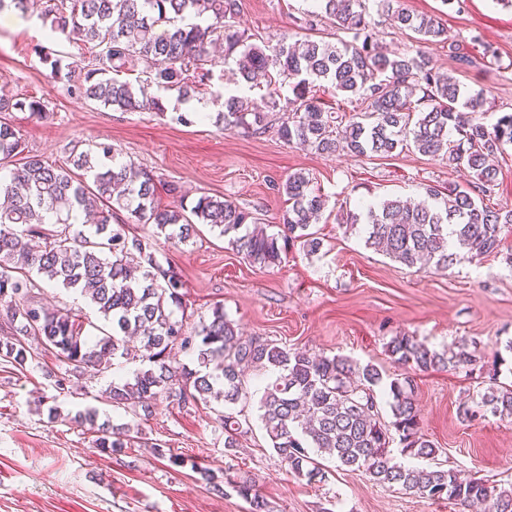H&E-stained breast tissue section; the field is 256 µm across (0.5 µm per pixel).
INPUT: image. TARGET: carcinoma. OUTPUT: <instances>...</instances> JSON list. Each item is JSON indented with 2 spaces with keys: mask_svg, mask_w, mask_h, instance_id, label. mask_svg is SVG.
Wrapping results in <instances>:
<instances>
[{
  "mask_svg": "<svg viewBox=\"0 0 512 512\" xmlns=\"http://www.w3.org/2000/svg\"><path fill=\"white\" fill-rule=\"evenodd\" d=\"M44 20L53 33L81 44L78 59L63 63L45 59L55 78L69 83L71 94L122 112H165L162 97H146L120 75L141 72L144 82L160 92L177 91L188 102L203 94L211 80V48L224 46V64L235 61L232 74L247 84L260 78L271 87L266 97L252 99L214 94L216 119L223 128L277 136L300 149L320 154L338 149L361 158L388 157L397 149L413 148L439 156L448 166L470 173L464 184L448 193L427 187L431 204L397 197L374 206L346 211L341 223L361 228L365 246L412 267L426 262L442 271L463 249L481 260L499 252L512 236V206L486 203L495 193L497 169L489 163L512 144V113L493 127L483 121L492 109L482 92L470 91L456 76L432 65L422 47L446 44L455 71L473 64L448 38L439 15L415 14L399 0H373L376 12L401 30L414 34L418 48L388 51L373 37L374 20L367 0H317L319 10L303 18L308 30L327 24L352 35L337 42L305 37L292 43L284 35L256 43L236 25L240 0H48ZM292 87L294 117L278 125L270 114L284 111L274 85ZM326 82L347 97L351 120L323 107L318 84ZM41 115L46 105L18 97L0 85V161L13 167L0 172V358L23 367L38 348L75 371H97L117 356L136 359L148 351V367L131 380L112 381L108 398L116 410L134 415L160 398L181 407L216 402L226 411L224 447L231 451L238 438L251 431L250 421L229 412L243 395V367L258 365L273 376L259 399V419L268 442L291 474L308 481L325 480V471L310 456L314 450L336 467L361 472L373 482L395 487L433 501L446 500L468 512L484 503L488 512H512V488L490 486L482 479L462 480L451 468L410 466L404 459H432L438 448L420 428V408L412 379L389 382L386 404L391 421L381 422L376 387L383 374L348 356L312 354L238 334L216 305L190 333L174 318L183 308V282L172 267H164L155 239L185 244L196 225L208 224L227 239L228 246L249 264L268 267L282 263L288 249L300 244L309 253L322 240L308 232L311 217L326 204L310 180L294 173L277 185L288 199L279 231L257 227L255 213L222 197L201 196L190 210L162 207L156 199L151 171L133 162L117 161L114 150L102 148L103 158L75 144L63 165L51 164L28 150L23 135L9 119L14 110ZM124 210L127 218H114ZM46 224H61L52 233ZM153 228L146 237L130 225ZM42 277L81 294L97 307L112 331L92 338L69 309L49 310L35 300V278ZM189 355L194 367L177 371L172 352ZM386 352L400 368L413 372L459 368L476 361L464 347L439 352L413 336L397 335ZM512 420V385L490 382L472 404L462 407L466 419L486 414ZM90 425L96 445L113 451L130 447L139 431L97 423L94 409L75 414ZM399 444L394 451L393 443ZM249 501L251 512H266V503L252 493L251 481L230 482Z\"/></svg>",
  "mask_w": 512,
  "mask_h": 512,
  "instance_id": "obj_1",
  "label": "carcinoma"
}]
</instances>
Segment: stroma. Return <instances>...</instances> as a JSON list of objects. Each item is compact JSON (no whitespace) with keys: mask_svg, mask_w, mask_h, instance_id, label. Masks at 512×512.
Listing matches in <instances>:
<instances>
[{"mask_svg":"<svg viewBox=\"0 0 512 512\" xmlns=\"http://www.w3.org/2000/svg\"><path fill=\"white\" fill-rule=\"evenodd\" d=\"M401 4L438 14L450 39L475 55L474 66L460 79L492 102L486 125L512 113L511 6L499 0H463L458 8L442 0ZM312 6L313 0H241L238 22L265 38L292 36ZM487 45L495 57L484 56ZM45 51L73 60L79 54L76 43L51 34L39 12H0V84L44 100V114L15 111L11 120L29 149L45 160L63 162L77 142L95 151L109 145L121 161L153 172L161 204L173 203L167 192L172 184L180 186L188 208L200 195L221 196L256 213L271 234L287 208L274 184L301 172L326 198V209L310 226L323 242L321 250L310 254L291 247L276 266L249 265L203 224L189 244L158 240L163 258L182 277L186 327L220 303L242 336L345 355L392 377L399 369L385 345L393 336L404 333L438 350L465 344L477 355L474 365L416 375L421 430L444 467L512 486V420L488 416L467 423L458 415L490 379L512 384V353L501 348L512 339V266L505 260L512 237L499 254L478 262L464 258L438 272L409 268L366 248L358 231H345L336 218L339 209L368 201L425 199L427 186L465 182L467 171H454L411 148L354 159L341 151L300 150L272 132L255 137L225 130L214 115L188 112L174 91L165 95V112L115 111L78 100L66 81L51 79L41 57ZM183 113L190 123L178 122ZM38 285V301L81 316L85 334L96 335L103 326L86 298L44 279ZM141 366L118 357L107 369L79 375L50 355L36 356L22 370L0 360V512H249L248 502L229 484L244 474L253 478L267 512H455L454 505L375 484L359 472L334 469L316 484L288 473L258 418L257 402L271 378L259 367L245 373L247 397L234 407L252 424L234 454L224 448L216 405L182 408L162 399L146 417L112 409L108 385L132 378ZM60 381L66 384L61 391ZM54 406L61 415L52 419L48 410ZM88 406L113 426L139 428L149 447L97 448L89 425L72 419ZM171 453L188 459V466L171 465ZM205 469L214 482L202 478Z\"/></svg>","mask_w":512,"mask_h":512,"instance_id":"obj_1","label":"stroma"}]
</instances>
